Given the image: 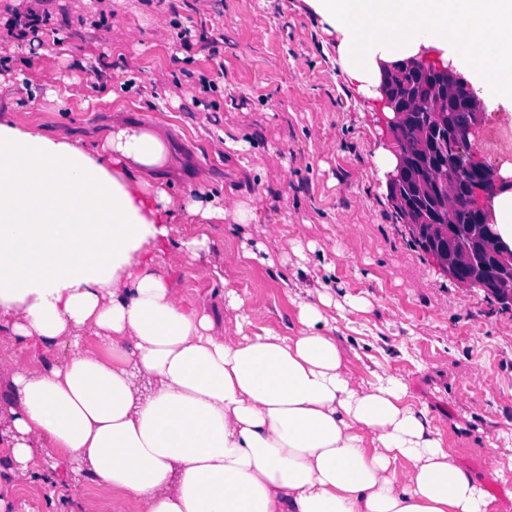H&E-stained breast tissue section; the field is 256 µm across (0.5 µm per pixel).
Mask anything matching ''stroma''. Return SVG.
<instances>
[{"label":"stroma","mask_w":512,"mask_h":512,"mask_svg":"<svg viewBox=\"0 0 512 512\" xmlns=\"http://www.w3.org/2000/svg\"><path fill=\"white\" fill-rule=\"evenodd\" d=\"M30 12L47 19L42 43L0 42V113L50 136L118 116L154 124L179 159L173 197L227 210L209 224L210 280L179 247L199 218L178 210L165 245L174 288L205 300L220 331L234 327V288L283 336L299 328V291L366 298L337 322L356 377L376 363L406 377L453 454L512 512V309L449 279L398 219L374 164L387 117L339 73L335 39L303 0H0V29ZM184 29L224 39L187 52ZM472 141L488 163L512 161L499 113H484ZM8 458L0 447L6 512H112L103 483L23 479Z\"/></svg>","instance_id":"35a3bbf8"}]
</instances>
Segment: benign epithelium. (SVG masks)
I'll use <instances>...</instances> for the list:
<instances>
[{
	"mask_svg": "<svg viewBox=\"0 0 512 512\" xmlns=\"http://www.w3.org/2000/svg\"><path fill=\"white\" fill-rule=\"evenodd\" d=\"M437 83L433 94L411 101L396 100L387 95L383 101L394 114L390 120V145L397 157L395 170L388 175L387 190L393 206L402 204L398 189L407 175L409 158L416 148L407 139L404 129L410 117L406 103L414 105L416 111L427 114L429 126L440 133L448 134V157H440L434 164L438 182L447 187L448 201L445 223L448 224V251L458 257L456 261H445L433 255L441 270L450 279L465 288H482L486 283L495 285V300L505 308H512V248L503 243L490 224L491 199L500 180L498 166L489 165L477 158L472 151L458 158L463 139L481 121L480 102L452 77L448 69L435 68ZM457 206H466L473 223L480 232L466 233L468 242L456 244L457 234L452 227V211Z\"/></svg>",
	"mask_w": 512,
	"mask_h": 512,
	"instance_id": "benign-epithelium-1",
	"label": "benign epithelium"
}]
</instances>
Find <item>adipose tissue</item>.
<instances>
[{"label":"adipose tissue","mask_w":512,"mask_h":512,"mask_svg":"<svg viewBox=\"0 0 512 512\" xmlns=\"http://www.w3.org/2000/svg\"><path fill=\"white\" fill-rule=\"evenodd\" d=\"M306 2L365 96L382 64L427 55L512 126V0ZM173 164L148 124L53 138L0 114V447L18 475L54 449L113 512H498L404 377L354 378L328 296L299 302L296 335L245 314L224 336L171 287Z\"/></svg>","instance_id":"ef3b65f1"}]
</instances>
